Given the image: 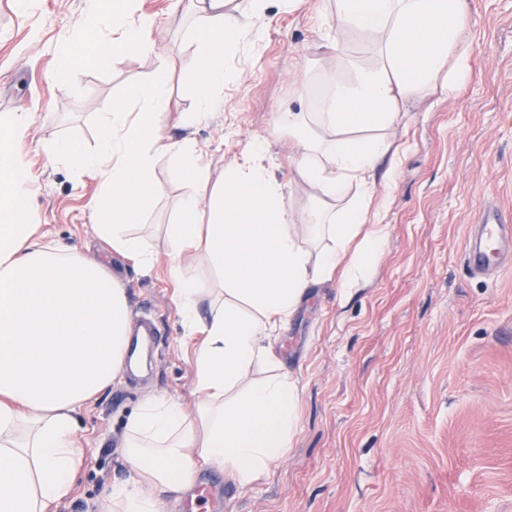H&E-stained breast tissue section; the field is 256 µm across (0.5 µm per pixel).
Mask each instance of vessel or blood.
Returning <instances> with one entry per match:
<instances>
[{
  "label": "vessel or blood",
  "mask_w": 512,
  "mask_h": 512,
  "mask_svg": "<svg viewBox=\"0 0 512 512\" xmlns=\"http://www.w3.org/2000/svg\"><path fill=\"white\" fill-rule=\"evenodd\" d=\"M470 270L489 272L512 264V214L488 204L478 213L464 246Z\"/></svg>",
  "instance_id": "b4317fda"
}]
</instances>
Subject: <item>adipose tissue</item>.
<instances>
[{
  "instance_id": "obj_1",
  "label": "adipose tissue",
  "mask_w": 512,
  "mask_h": 512,
  "mask_svg": "<svg viewBox=\"0 0 512 512\" xmlns=\"http://www.w3.org/2000/svg\"><path fill=\"white\" fill-rule=\"evenodd\" d=\"M269 1L249 0L244 21L225 11V0H188L200 67L186 125L201 122L232 80L224 54L255 39L254 20ZM127 3L85 0L83 45L53 84H69L83 68L117 55L153 52L154 16L125 21L120 37L102 34L108 18L123 19ZM333 16V44L351 33L370 35L376 62H348L346 73L327 77L319 111L278 121L308 137L295 165L299 178L340 203L308 216L330 241L318 255L299 242L284 183L257 162L263 145L213 188L197 145L164 136L158 111L168 98L165 71L130 84L112 102L95 150L60 139L47 153L49 162L98 176L94 230L145 270L155 257L136 229L148 221L159 161L169 158L190 186L164 232L183 324L204 335L194 357L195 408L189 413L175 399L151 396L128 419L123 451L131 475L108 490L112 512H159L162 499L192 485L200 460L245 486L286 455L297 433L299 391L282 370L273 334L312 284L337 270L341 291L364 280L386 239L379 224L359 232L367 221V177L392 150L385 132L408 101L439 85L455 88L467 74L466 0H334ZM23 130L20 120L0 128V512H54L83 462L76 414L122 374L131 325L126 290L111 271L38 235ZM200 253L220 288L189 274L185 256ZM256 366L267 377L253 379Z\"/></svg>"
}]
</instances>
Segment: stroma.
Masks as SVG:
<instances>
[{
	"mask_svg": "<svg viewBox=\"0 0 512 512\" xmlns=\"http://www.w3.org/2000/svg\"><path fill=\"white\" fill-rule=\"evenodd\" d=\"M467 6V76L455 91L407 105L389 131L398 171L388 177L384 162L373 174L370 210L387 226L383 250L348 296L334 277L309 288L273 340L299 389V429L287 455L243 487L207 464L197 468L198 482L223 496V512H512V267L479 276L462 254L484 204L512 212V0ZM134 8L157 17L155 53L116 56L58 87L51 77L82 34L84 0H33L25 12L0 0V121L30 117L24 147L34 221L116 274L131 314L150 312L163 335L146 380L118 376L80 411L76 445L85 463L57 512H96L105 491L129 478L123 435L143 399L171 396L193 408L201 336L182 325L163 231L187 185L160 162L143 232L157 262L144 273L96 235V180L49 164L47 147L68 138L94 148L100 113L129 83L163 69L164 134L193 139L214 183L264 142L301 217L314 204L293 166L303 139L277 130V118L313 111L298 90L322 83L337 59L374 60L365 35L330 47L331 0L267 10L255 21V42L225 54L234 79L210 118L187 129L180 116L194 105L195 17L177 0H135Z\"/></svg>",
	"mask_w": 512,
	"mask_h": 512,
	"instance_id": "obj_1",
	"label": "stroma"
}]
</instances>
